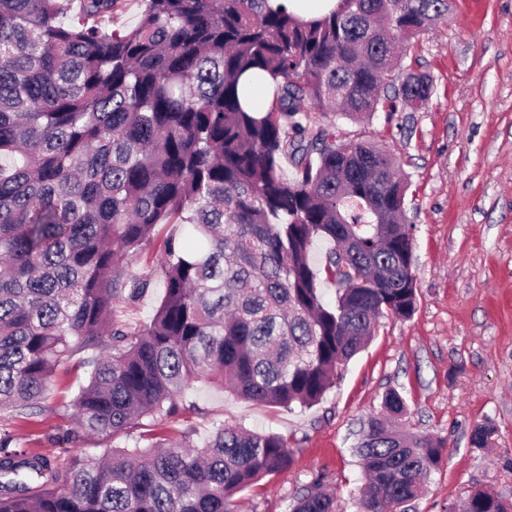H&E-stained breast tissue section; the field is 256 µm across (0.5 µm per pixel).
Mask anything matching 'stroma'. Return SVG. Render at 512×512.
I'll return each mask as SVG.
<instances>
[{
  "label": "stroma",
  "mask_w": 512,
  "mask_h": 512,
  "mask_svg": "<svg viewBox=\"0 0 512 512\" xmlns=\"http://www.w3.org/2000/svg\"><path fill=\"white\" fill-rule=\"evenodd\" d=\"M402 67L432 77L424 109L400 104L361 122L318 112L312 118L334 125L338 141L382 145L401 163L414 239L410 318L383 321L313 407L257 405L201 379L173 417L141 419L116 439L78 432L65 411L86 380L74 361L51 378L53 409L13 420L18 446L63 460L115 445L144 447L157 436L173 445L188 434L198 440L215 422L240 425L281 434L295 460L240 493L238 512H289L316 485L336 491L343 512H359L363 474L354 448L362 423L394 389L408 405L402 429L446 443L417 512H448L476 489L512 499V0H453L447 19L412 42ZM186 230L161 225L122 260L125 278L151 277L118 308L129 327L152 319L164 282L150 270L165 240ZM486 420L495 428L490 447H471L474 425Z\"/></svg>",
  "instance_id": "1"
}]
</instances>
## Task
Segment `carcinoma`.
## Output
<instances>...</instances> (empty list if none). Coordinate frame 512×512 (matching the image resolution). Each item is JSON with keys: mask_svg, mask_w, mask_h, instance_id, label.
<instances>
[{"mask_svg": "<svg viewBox=\"0 0 512 512\" xmlns=\"http://www.w3.org/2000/svg\"><path fill=\"white\" fill-rule=\"evenodd\" d=\"M122 0H0V419L51 408L49 383L82 352L65 405L82 431L117 436L170 416L199 375L255 404L310 408L384 318L416 306L408 182L373 144L338 143L301 110L356 119L424 108L432 80L401 70L405 44L452 0H340L308 21L268 0H146L139 24L105 31ZM269 80L266 111L244 75ZM293 160L287 177L282 160ZM187 224L154 270L164 294L133 330L122 258L161 224ZM333 244L323 301L311 261ZM356 453L360 512H414L444 441L396 424L388 390ZM494 427H473L490 445ZM273 432L222 422L197 445L160 440L52 460L0 430V512H237L236 495L292 464ZM476 490L448 512H505ZM289 512H338L320 486Z\"/></svg>", "mask_w": 512, "mask_h": 512, "instance_id": "1", "label": "carcinoma"}]
</instances>
